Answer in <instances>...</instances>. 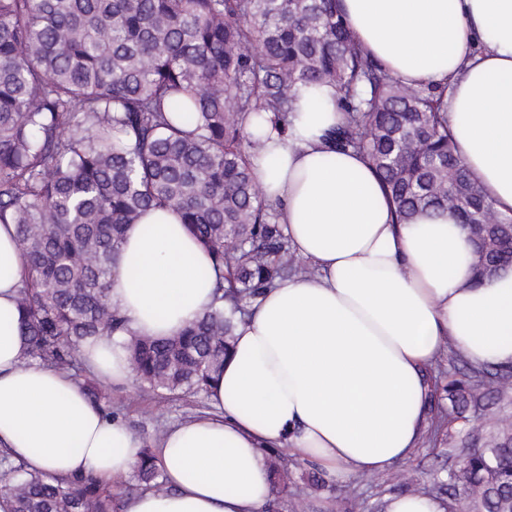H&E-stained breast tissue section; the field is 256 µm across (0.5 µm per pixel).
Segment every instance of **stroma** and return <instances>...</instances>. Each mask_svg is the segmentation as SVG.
<instances>
[{
	"instance_id": "35a3bbf8",
	"label": "stroma",
	"mask_w": 512,
	"mask_h": 512,
	"mask_svg": "<svg viewBox=\"0 0 512 512\" xmlns=\"http://www.w3.org/2000/svg\"><path fill=\"white\" fill-rule=\"evenodd\" d=\"M103 391L106 404L121 409L125 423L150 439L212 409L207 394H147L133 381L124 385L108 382ZM491 418L512 421V388L504 392L486 390L478 404L469 406L464 420L443 424L436 434L426 437L410 459L381 476L353 474L327 482L319 479L317 468L289 455L287 450L269 451V461L278 466L270 512H385L390 497L413 491L449 498L454 512H468L466 494L449 495L447 474L481 446L480 441L465 436V429L480 427Z\"/></svg>"
}]
</instances>
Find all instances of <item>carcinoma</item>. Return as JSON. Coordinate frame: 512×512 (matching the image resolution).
I'll return each mask as SVG.
<instances>
[{"instance_id":"cac0c4a2","label":"carcinoma","mask_w":512,"mask_h":512,"mask_svg":"<svg viewBox=\"0 0 512 512\" xmlns=\"http://www.w3.org/2000/svg\"><path fill=\"white\" fill-rule=\"evenodd\" d=\"M330 85L347 121L329 135L366 156L395 223L495 211L463 162L444 90L401 84L352 38L338 0H0V223L16 225L28 273L17 290L26 360L84 370V341L122 319L108 300L127 228L171 209L214 259V306L175 336L124 343L140 387L208 392L236 323L278 279L312 274L288 245L276 204L252 175L263 147L246 117L292 125L300 93ZM496 246L478 258L494 274ZM459 409L482 385L448 377ZM163 488L150 448L128 477L32 472L0 450V494L12 512H114L127 480ZM472 512H512V423L448 473Z\"/></svg>"}]
</instances>
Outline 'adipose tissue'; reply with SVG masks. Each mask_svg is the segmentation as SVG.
I'll list each match as a JSON object with an SVG mask.
<instances>
[{"label": "adipose tissue", "mask_w": 512, "mask_h": 512, "mask_svg": "<svg viewBox=\"0 0 512 512\" xmlns=\"http://www.w3.org/2000/svg\"><path fill=\"white\" fill-rule=\"evenodd\" d=\"M361 47L403 83L446 88L461 155L497 211L512 214V0H340ZM288 132L247 118L253 159L292 250L312 274L277 281L238 324L209 395L216 415L179 424L154 448L167 485L124 512H266L269 448L329 481L409 459L428 426L427 371L453 345L476 366L512 365V265L473 281L465 225L443 214L394 221L375 168L331 147L343 123L330 87L302 94ZM211 254L166 209L128 228L109 300L122 331L84 343L92 372L127 381L132 335L181 331L213 304ZM26 265L0 224V447L28 470L115 479L143 441L106 418L66 374L26 361L16 296ZM138 286H131L130 276Z\"/></svg>", "instance_id": "obj_1"}]
</instances>
